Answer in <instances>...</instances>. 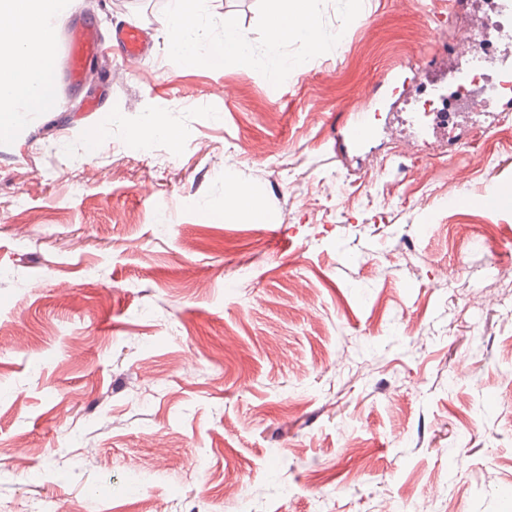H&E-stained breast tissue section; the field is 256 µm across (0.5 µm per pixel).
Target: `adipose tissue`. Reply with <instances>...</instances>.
<instances>
[{
	"label": "adipose tissue",
	"instance_id": "ef3b65f1",
	"mask_svg": "<svg viewBox=\"0 0 512 512\" xmlns=\"http://www.w3.org/2000/svg\"><path fill=\"white\" fill-rule=\"evenodd\" d=\"M63 0H0V130L53 101L47 55Z\"/></svg>",
	"mask_w": 512,
	"mask_h": 512
}]
</instances>
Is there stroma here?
Segmentation results:
<instances>
[{
  "label": "stroma",
  "mask_w": 512,
  "mask_h": 512,
  "mask_svg": "<svg viewBox=\"0 0 512 512\" xmlns=\"http://www.w3.org/2000/svg\"><path fill=\"white\" fill-rule=\"evenodd\" d=\"M500 3L329 2L344 39L276 87L173 63L168 0H69L150 51L68 88L56 44L54 105L0 133V512H512V44L470 48ZM473 65L436 136L427 84ZM159 120L180 146L113 150ZM116 42L125 58L140 60L147 54L145 31L134 23H124L116 28ZM373 136V129L368 126L365 118L359 115L355 120L345 125L342 130L337 133V147H358L368 142ZM231 189L236 191L231 203L234 212L250 215L257 211L253 191L250 187L241 184H230L227 187V194Z\"/></svg>",
  "instance_id": "35a3bbf8"
}]
</instances>
